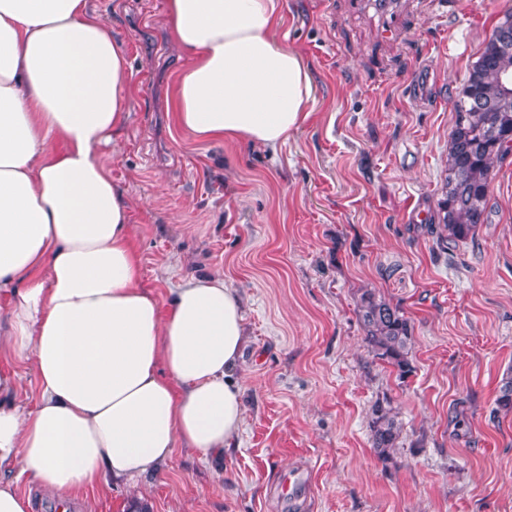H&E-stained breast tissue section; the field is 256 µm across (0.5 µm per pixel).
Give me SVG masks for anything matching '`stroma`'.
<instances>
[{"label":"stroma","mask_w":512,"mask_h":512,"mask_svg":"<svg viewBox=\"0 0 512 512\" xmlns=\"http://www.w3.org/2000/svg\"><path fill=\"white\" fill-rule=\"evenodd\" d=\"M130 60L129 116L110 159L132 200L144 283L165 294L223 274L248 335L239 446L202 460L176 446L158 476L107 482L72 512H512V154L494 164L487 220L441 253L436 215L453 104L512 0H284L274 34L313 84L310 115L276 153L205 144L169 112L186 55L167 0H91ZM427 79L419 93L418 79ZM404 309L415 371L369 352L354 294ZM401 424L388 460L371 407ZM310 466L293 503L285 471Z\"/></svg>","instance_id":"1"}]
</instances>
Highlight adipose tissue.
<instances>
[{"label":"adipose tissue","mask_w":512,"mask_h":512,"mask_svg":"<svg viewBox=\"0 0 512 512\" xmlns=\"http://www.w3.org/2000/svg\"><path fill=\"white\" fill-rule=\"evenodd\" d=\"M188 55L174 119L198 141L273 150L313 87L279 45L282 0H168ZM133 68L89 0H0V351L33 361V407L0 370V512H29L12 471L61 500L156 475L176 445L230 451L243 423L240 300L223 275L142 285L112 144Z\"/></svg>","instance_id":"adipose-tissue-1"}]
</instances>
